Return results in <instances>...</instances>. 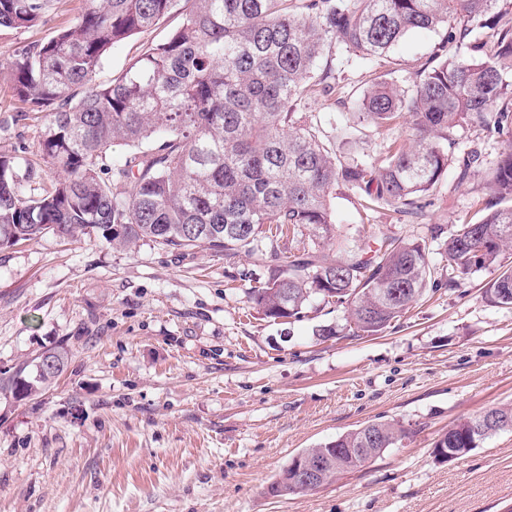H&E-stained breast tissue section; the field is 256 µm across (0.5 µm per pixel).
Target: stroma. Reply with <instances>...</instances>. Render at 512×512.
Masks as SVG:
<instances>
[{
    "label": "stroma",
    "instance_id": "35a3bbf8",
    "mask_svg": "<svg viewBox=\"0 0 512 512\" xmlns=\"http://www.w3.org/2000/svg\"><path fill=\"white\" fill-rule=\"evenodd\" d=\"M85 7L56 0L47 21L0 30V155L18 181L31 166L42 187L53 175L36 152L45 121L14 96L7 64ZM179 20L112 45L93 84ZM441 39L405 37L394 81L408 84ZM347 77L349 93L310 104L324 126L363 90L358 71ZM454 139V155L487 161L507 142L470 125ZM485 199L481 177L461 185L452 169L414 223L360 215L337 194V233L426 242L443 281L375 336L353 335L343 309L319 302L291 322L264 318L246 293L267 268L242 255L52 233L0 249V375L58 345L71 353L39 398L0 393V512H512V431L450 462L433 454L460 420L512 404V306L485 297L496 270L444 284L443 243ZM327 324L337 336H314ZM378 420L405 431L382 456L308 494H268L294 455Z\"/></svg>",
    "mask_w": 512,
    "mask_h": 512
}]
</instances>
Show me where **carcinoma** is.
Returning a JSON list of instances; mask_svg holds the SVG:
<instances>
[{
    "mask_svg": "<svg viewBox=\"0 0 512 512\" xmlns=\"http://www.w3.org/2000/svg\"><path fill=\"white\" fill-rule=\"evenodd\" d=\"M54 0H0V29L32 27ZM512 0H91L49 40L10 63L16 97L45 113L37 153L55 174L51 189L25 195L14 161L0 156V247L52 232L101 237L114 247L140 240L173 252L244 255L266 265L288 232L308 229L337 247L327 259L313 248L267 265L248 302L269 319H299L312 298L346 308V325L375 336L433 285L429 249L385 237L364 244L336 238L332 200L351 192L364 211L425 216L449 163L464 183L481 170L476 153L456 159L454 131L471 122L490 135L512 131ZM176 12L180 25L147 46L120 75L91 85L113 44ZM491 40L472 38L476 27ZM444 29L431 56L400 86L388 79L390 53L408 33ZM369 74L356 111L327 132L308 104L339 87L349 66ZM410 125L409 141L379 158L356 156V133ZM124 159L106 164L113 148ZM483 213L448 239V285L500 267L486 290L512 305V140L484 170ZM70 352L48 349L11 375L0 391L16 401L50 389ZM512 430V406L463 420L435 444L474 442ZM402 429L370 422L336 440V469L355 471L367 441L377 458Z\"/></svg>",
    "mask_w": 512,
    "mask_h": 512,
    "instance_id": "1",
    "label": "carcinoma"
}]
</instances>
